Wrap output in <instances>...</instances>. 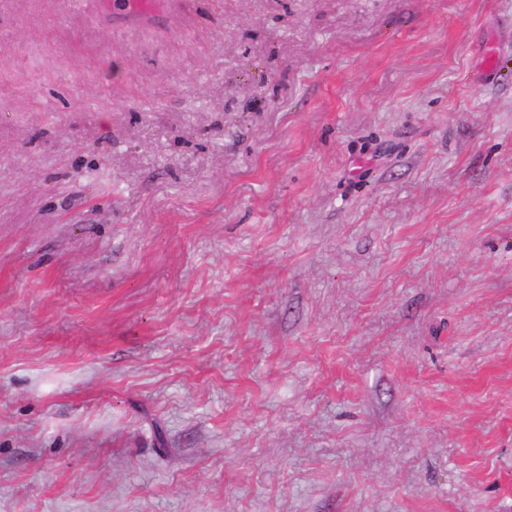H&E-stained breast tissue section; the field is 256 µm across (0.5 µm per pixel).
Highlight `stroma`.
I'll return each mask as SVG.
<instances>
[{
    "label": "stroma",
    "mask_w": 512,
    "mask_h": 512,
    "mask_svg": "<svg viewBox=\"0 0 512 512\" xmlns=\"http://www.w3.org/2000/svg\"><path fill=\"white\" fill-rule=\"evenodd\" d=\"M0 512H512V0H0Z\"/></svg>",
    "instance_id": "stroma-1"
}]
</instances>
